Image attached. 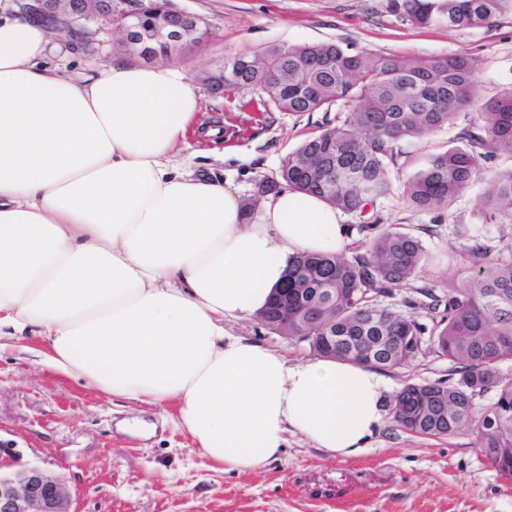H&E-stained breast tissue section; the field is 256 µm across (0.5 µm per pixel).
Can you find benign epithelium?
<instances>
[{
	"label": "benign epithelium",
	"mask_w": 512,
	"mask_h": 512,
	"mask_svg": "<svg viewBox=\"0 0 512 512\" xmlns=\"http://www.w3.org/2000/svg\"><path fill=\"white\" fill-rule=\"evenodd\" d=\"M155 0L121 13L125 45L138 54L151 46L163 45L180 50L195 37L203 19L189 13L170 11V16L147 28L130 18L152 13ZM38 10L62 34L91 37L89 26L112 20L115 0H36ZM0 512H74L65 481L58 475L31 466L12 473H0Z\"/></svg>",
	"instance_id": "1"
}]
</instances>
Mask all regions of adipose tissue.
<instances>
[{"mask_svg":"<svg viewBox=\"0 0 512 512\" xmlns=\"http://www.w3.org/2000/svg\"><path fill=\"white\" fill-rule=\"evenodd\" d=\"M56 33L0 0V340L35 336L51 369L155 407L224 471H255L297 434L331 456L369 448L375 369L289 361L237 334L294 260L345 250L338 210L291 188L245 215L231 182L183 158L200 97L187 72L51 64Z\"/></svg>","mask_w":512,"mask_h":512,"instance_id":"adipose-tissue-1","label":"adipose tissue"}]
</instances>
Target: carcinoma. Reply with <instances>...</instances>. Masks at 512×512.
Instances as JSON below:
<instances>
[{
    "label": "carcinoma",
    "mask_w": 512,
    "mask_h": 512,
    "mask_svg": "<svg viewBox=\"0 0 512 512\" xmlns=\"http://www.w3.org/2000/svg\"><path fill=\"white\" fill-rule=\"evenodd\" d=\"M410 24L450 28L491 26L512 0H393ZM210 78L224 79L227 93L262 94L264 110L328 112L344 102L342 123L326 125L284 159L279 180L262 178L245 197L250 217L259 196L280 184L313 194L356 219L360 246L348 256L306 254L288 270V335L326 358L361 362L376 369L407 365L421 350L423 324L409 312L383 306L379 298L410 284L426 250L414 235L365 220L377 200L392 193L389 167L399 144L422 138L456 116H476L463 129L466 148L433 155L403 186L406 201L422 209H445L482 175L480 160L512 155V87L485 100L476 64L464 57L375 56L337 42L272 45L227 56ZM484 202L490 217L512 224V170L490 180ZM472 280L448 283L444 314L429 341L460 365L455 382H409L390 403L403 429L444 438L468 433L501 473L512 476V378L500 365L512 362V240L500 247L477 242L466 254ZM336 337V350L321 337ZM382 336L399 344L369 356ZM494 394L484 408L475 399Z\"/></svg>",
    "instance_id": "carcinoma-1"
}]
</instances>
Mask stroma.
<instances>
[{"label": "stroma", "instance_id": "1", "mask_svg": "<svg viewBox=\"0 0 512 512\" xmlns=\"http://www.w3.org/2000/svg\"><path fill=\"white\" fill-rule=\"evenodd\" d=\"M173 8L207 21L212 35L200 46L174 54L169 63L185 68L207 119L220 123L221 140L188 138L187 153H225L212 173L249 195L262 177H277L283 159L326 121L344 112L289 114L258 112L248 95L211 94L204 74L224 56L268 45L336 41L376 55L431 58L459 56L478 62L484 97L512 85V14L495 26L448 29L418 27L397 14L391 0H170ZM115 59L138 62L113 20L93 48L73 41L69 55H57L64 69L93 71ZM469 120L461 116L428 137L401 143L390 169L398 188L424 167L432 154L458 146ZM484 185L461 189L444 211L409 205L396 191L377 203L378 223L395 225L418 237L427 260L412 287L394 290L390 301L414 304L425 329L432 313L417 308L421 286L444 287L448 278L468 280L465 264L449 266V249L473 240L497 244L512 238V226L490 219ZM237 333L279 350L290 361L313 355L307 343L280 336L253 320ZM456 365L423 347L407 367L385 370L390 391L406 382L454 377ZM173 406L146 407L114 399L81 379L56 372L16 346L0 350V440L12 443L0 463L34 465L62 475L74 512H512V480H504L479 452L472 436L437 439L414 435L392 416L370 448L347 458L331 457L298 436L275 460L249 473H227L200 457L171 421Z\"/></svg>", "mask_w": 512, "mask_h": 512}]
</instances>
